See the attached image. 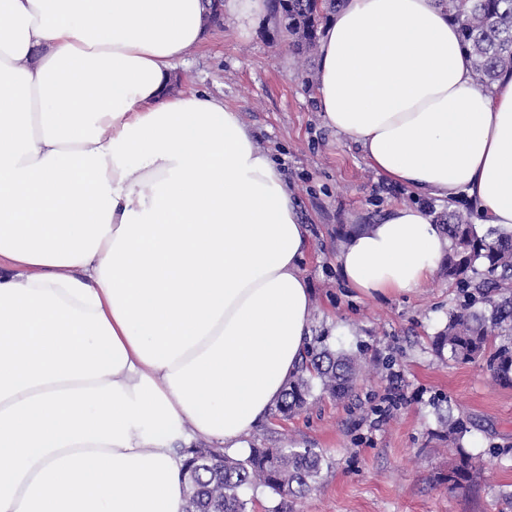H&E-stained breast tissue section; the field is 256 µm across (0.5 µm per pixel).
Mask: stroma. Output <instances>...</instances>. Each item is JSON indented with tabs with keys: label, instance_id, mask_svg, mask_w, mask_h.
Returning <instances> with one entry per match:
<instances>
[{
	"label": "stroma",
	"instance_id": "35a3bbf8",
	"mask_svg": "<svg viewBox=\"0 0 512 512\" xmlns=\"http://www.w3.org/2000/svg\"><path fill=\"white\" fill-rule=\"evenodd\" d=\"M176 75L180 92L204 91L236 110L287 180L310 242L311 336L388 364L364 373L349 400L315 393L307 410L269 414L251 433V446L325 455L316 488L291 500L288 512H512V385L495 381L485 359L454 362L433 343L462 301L459 289L438 273L410 293L365 295L336 269L353 227L381 221L389 208L417 206L435 217L471 205L420 198L387 181L325 126L318 68L294 53L272 13L246 30L230 18L208 29ZM443 411L466 423V449L483 461L463 490L440 480L453 454L438 437Z\"/></svg>",
	"mask_w": 512,
	"mask_h": 512
}]
</instances>
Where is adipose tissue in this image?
<instances>
[{
	"label": "adipose tissue",
	"instance_id": "obj_1",
	"mask_svg": "<svg viewBox=\"0 0 512 512\" xmlns=\"http://www.w3.org/2000/svg\"><path fill=\"white\" fill-rule=\"evenodd\" d=\"M204 0H0V512H183L181 448L246 444L298 370L307 230L223 100L174 95ZM325 125L512 230V72L480 85L439 0H346ZM450 241L396 206L336 255L407 293Z\"/></svg>",
	"mask_w": 512,
	"mask_h": 512
}]
</instances>
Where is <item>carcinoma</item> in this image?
<instances>
[{
    "instance_id": "cac0c4a2",
    "label": "carcinoma",
    "mask_w": 512,
    "mask_h": 512,
    "mask_svg": "<svg viewBox=\"0 0 512 512\" xmlns=\"http://www.w3.org/2000/svg\"><path fill=\"white\" fill-rule=\"evenodd\" d=\"M345 0H272L273 11L293 37V46L311 55L323 21ZM457 25L478 80L491 88L501 72L512 70V0H440ZM443 226L451 241L442 270L448 282L472 289L473 302L449 313L435 337L439 354L469 362L487 359L495 379L512 383V232L491 227L477 231L460 214L450 212ZM360 365L356 357L327 346H308L298 373L288 381L275 412L302 410L319 386L338 399L350 396ZM442 437L455 448L442 481L450 490L467 488L480 468L464 449L468 428L459 419L441 418ZM325 457L317 448H249L231 458L218 448H191L186 458L185 512H247L244 490L255 483L278 497L273 512H288V499L311 490Z\"/></svg>"
}]
</instances>
